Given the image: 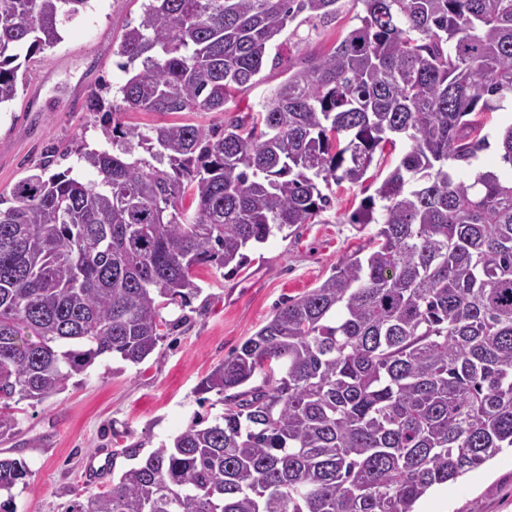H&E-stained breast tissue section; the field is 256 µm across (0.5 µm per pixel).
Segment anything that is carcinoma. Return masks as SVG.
I'll use <instances>...</instances> for the list:
<instances>
[{"label":"carcinoma","instance_id":"cac0c4a2","mask_svg":"<svg viewBox=\"0 0 512 512\" xmlns=\"http://www.w3.org/2000/svg\"><path fill=\"white\" fill-rule=\"evenodd\" d=\"M89 0H0V105L22 62ZM345 13L332 48L288 57L259 109L208 127L111 119L98 176L40 172L0 194V437L95 360L144 362L200 293L197 267L331 205L404 146L351 216L372 248L339 259L202 381L224 412L191 423L68 512H414L512 448V122L504 169L470 172L482 115L512 99V0H147L116 54L120 102L224 112ZM261 384H253L255 378ZM30 475L0 456V512Z\"/></svg>","mask_w":512,"mask_h":512}]
</instances>
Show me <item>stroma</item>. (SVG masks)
Wrapping results in <instances>:
<instances>
[{
  "mask_svg": "<svg viewBox=\"0 0 512 512\" xmlns=\"http://www.w3.org/2000/svg\"><path fill=\"white\" fill-rule=\"evenodd\" d=\"M145 0H90L87 11L63 21L62 40L34 56L17 97L0 107V193L35 173L46 156L53 171L72 169L83 181L96 172L79 162V140L104 148L102 115L89 111L90 92L105 101L116 98L126 75L114 51L129 21ZM262 83L227 112L157 114L123 112L119 121L140 131L164 123L210 125L226 114L259 105L280 70L263 69ZM390 157L371 167L369 178L336 192L331 209L318 223L291 229L248 249L238 272L216 267L195 269L201 291L190 307H169L163 317L175 328L158 345L159 356L134 365L120 356L99 358L87 373L72 378L65 390L35 406H22L13 436L0 439V455L25 459L31 469L15 489L16 512H67L77 496L93 489L84 483L85 457L98 448L138 449L148 454L198 417L224 410L215 393L199 391L201 381L265 325L278 306L302 296L330 276L343 254L368 246L377 227L351 224L347 216L379 185ZM417 512H512V450L503 451L456 482L429 490Z\"/></svg>",
  "mask_w": 512,
  "mask_h": 512,
  "instance_id": "stroma-1",
  "label": "stroma"
}]
</instances>
